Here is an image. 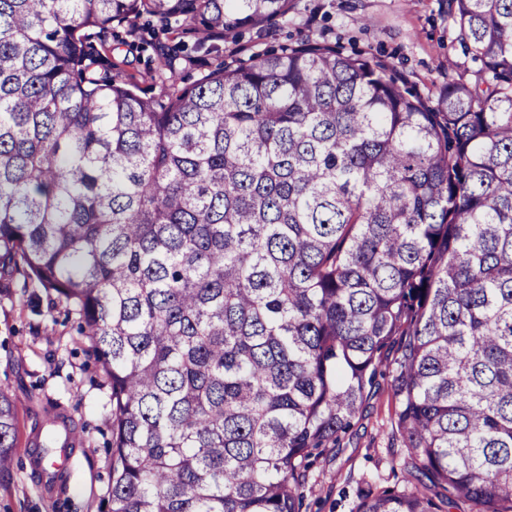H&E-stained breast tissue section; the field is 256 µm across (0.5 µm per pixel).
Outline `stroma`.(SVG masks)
<instances>
[{
  "instance_id": "stroma-1",
  "label": "stroma",
  "mask_w": 512,
  "mask_h": 512,
  "mask_svg": "<svg viewBox=\"0 0 512 512\" xmlns=\"http://www.w3.org/2000/svg\"><path fill=\"white\" fill-rule=\"evenodd\" d=\"M181 29L156 19L135 37L112 29L106 40L118 75L152 96L161 91L151 76L162 64H171L184 86L209 71L215 54L246 59L321 37L384 56L409 86L428 96L436 95L449 73L471 66L448 0H290L286 17L238 40L211 41L207 52L194 51ZM390 383L389 372L377 375L352 429L309 470L300 512H352L358 489L401 482L407 453L394 426ZM0 391L18 402L20 440L9 471L0 475V512H100L112 483L110 391L75 322L43 289L17 288L0 297ZM51 405L70 418L76 433L74 467L62 491L33 479L27 445L34 422Z\"/></svg>"
}]
</instances>
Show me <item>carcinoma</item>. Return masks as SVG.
Listing matches in <instances>:
<instances>
[{"label":"carcinoma","instance_id":"cac0c4a2","mask_svg":"<svg viewBox=\"0 0 512 512\" xmlns=\"http://www.w3.org/2000/svg\"><path fill=\"white\" fill-rule=\"evenodd\" d=\"M290 0H0V294L79 318L112 405L102 512H300L391 369L402 484L356 512H512V0H449L435 100L306 40L157 96L104 34L203 47ZM18 447L0 391V473Z\"/></svg>","mask_w":512,"mask_h":512}]
</instances>
